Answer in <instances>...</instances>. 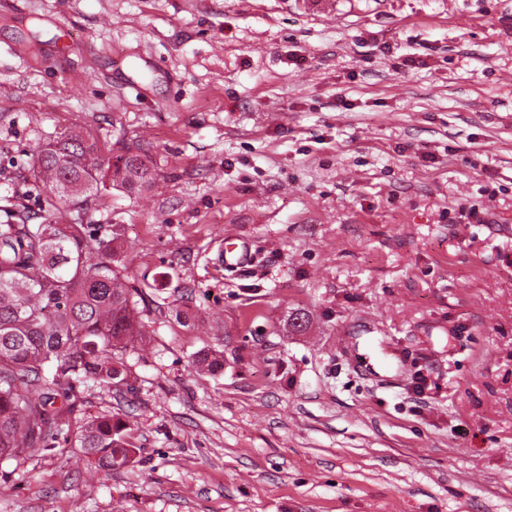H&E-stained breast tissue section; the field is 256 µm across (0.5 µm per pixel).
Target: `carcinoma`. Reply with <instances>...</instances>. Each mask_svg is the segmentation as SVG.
I'll return each mask as SVG.
<instances>
[{
	"label": "carcinoma",
	"instance_id": "cac0c4a2",
	"mask_svg": "<svg viewBox=\"0 0 512 512\" xmlns=\"http://www.w3.org/2000/svg\"><path fill=\"white\" fill-rule=\"evenodd\" d=\"M121 151L107 182L96 140L78 128L59 132L40 146L25 191L38 210L0 198V461L19 466L54 452L81 387L128 385L124 354L146 335L134 300L142 289L123 274L122 225L85 222L102 192L155 183L140 147ZM193 367L220 373L224 355L200 351ZM130 427L112 414L78 427L77 447L95 473L135 462Z\"/></svg>",
	"mask_w": 512,
	"mask_h": 512
}]
</instances>
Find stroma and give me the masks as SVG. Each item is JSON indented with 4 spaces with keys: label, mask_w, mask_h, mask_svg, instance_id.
<instances>
[{
    "label": "stroma",
    "mask_w": 512,
    "mask_h": 512,
    "mask_svg": "<svg viewBox=\"0 0 512 512\" xmlns=\"http://www.w3.org/2000/svg\"><path fill=\"white\" fill-rule=\"evenodd\" d=\"M79 127L157 173L86 215L167 287L73 414L140 452L0 462V512H512V0H0V196ZM249 258V247L244 239L224 238V247L221 246L218 252V261L224 264V268H239ZM196 370L217 374L224 369V355L218 350H203L197 353L193 360ZM129 421L110 414H102L78 427L75 432L77 447L91 464L95 473H107L135 462L139 448L130 434Z\"/></svg>",
    "instance_id": "1"
}]
</instances>
